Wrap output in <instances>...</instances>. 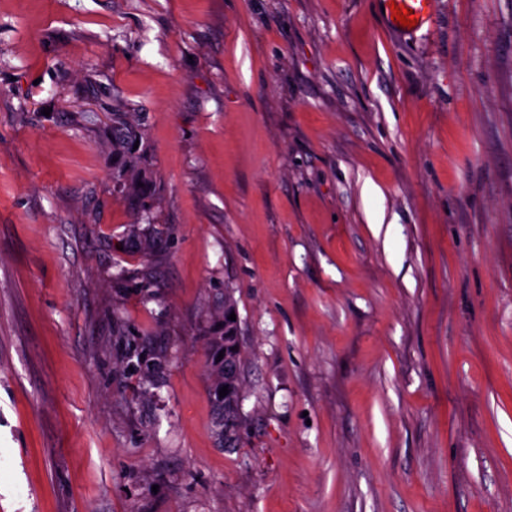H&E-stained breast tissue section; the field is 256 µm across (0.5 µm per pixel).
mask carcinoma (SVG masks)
<instances>
[{
    "instance_id": "obj_1",
    "label": "carcinoma",
    "mask_w": 512,
    "mask_h": 512,
    "mask_svg": "<svg viewBox=\"0 0 512 512\" xmlns=\"http://www.w3.org/2000/svg\"><path fill=\"white\" fill-rule=\"evenodd\" d=\"M142 141L141 128L135 116L128 112L112 113V153L116 155L119 184L130 205L138 207L144 190L138 186L137 176L140 156L134 149L135 142ZM236 312V302L231 292L224 293V314L214 319L210 330L209 350L211 370L214 377V398L217 404V436L226 448L238 445L242 418L238 404L242 397L241 350L238 338V322L229 320ZM223 358H218L219 353ZM228 387V394L219 395L222 387Z\"/></svg>"
}]
</instances>
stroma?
Returning a JSON list of instances; mask_svg holds the SVG:
<instances>
[{
  "mask_svg": "<svg viewBox=\"0 0 512 512\" xmlns=\"http://www.w3.org/2000/svg\"><path fill=\"white\" fill-rule=\"evenodd\" d=\"M0 512H512V0H0ZM385 5V14L387 23L399 31L405 33H414L422 29L426 24L430 23L431 18L435 12V6L437 0H383ZM390 1H395L397 6L407 7V9L413 10L412 14H415V18H418V23L415 27L408 28L401 26L400 22H396V18H391V9L389 7ZM142 141L138 120L130 112L112 113V153L116 155L119 184L133 209L137 208L144 196L142 183L137 176L140 156L134 149L135 142ZM231 313H235L236 321L229 320ZM208 336H211L209 350L218 410L217 436L224 443V448H236L242 427V418L238 412L239 400L242 398L241 348L236 302L230 291L224 293V314L214 319ZM234 347H238V350H234ZM220 351H224V357L216 362ZM225 365L235 366V369L225 371ZM223 386H228V394L220 397L219 391Z\"/></svg>",
  "mask_w": 512,
  "mask_h": 512,
  "instance_id": "35a3bbf8",
  "label": "stroma"
}]
</instances>
